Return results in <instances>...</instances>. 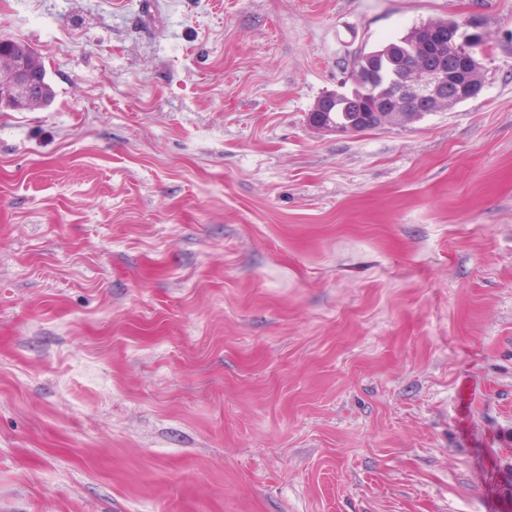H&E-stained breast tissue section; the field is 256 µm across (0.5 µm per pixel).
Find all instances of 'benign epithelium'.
<instances>
[{
    "mask_svg": "<svg viewBox=\"0 0 512 512\" xmlns=\"http://www.w3.org/2000/svg\"><path fill=\"white\" fill-rule=\"evenodd\" d=\"M451 38L436 36L437 27L423 25L416 40L430 47L434 63L422 74L408 76L407 70L391 79L377 94L378 102L371 113L360 112L341 121L338 109H347L351 99L345 93L328 92L321 96L308 113V123L325 135H352L371 127L385 125L390 120L403 121L422 112L475 99L483 88L482 63L475 52L483 32L475 19L447 24ZM47 75L40 57L27 45L11 57L9 65L0 68V96L19 99L29 110L49 106L42 87Z\"/></svg>",
    "mask_w": 512,
    "mask_h": 512,
    "instance_id": "1",
    "label": "benign epithelium"
}]
</instances>
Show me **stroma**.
Returning a JSON list of instances; mask_svg holds the SVG:
<instances>
[{"label": "stroma", "mask_w": 512, "mask_h": 512, "mask_svg": "<svg viewBox=\"0 0 512 512\" xmlns=\"http://www.w3.org/2000/svg\"><path fill=\"white\" fill-rule=\"evenodd\" d=\"M481 22L477 98L321 135ZM0 512H512V0H0ZM40 57L27 44L11 57L6 68H0V96L19 99L28 110L49 106L45 90L47 75ZM46 70V69H45ZM0 99V112L24 111L18 102Z\"/></svg>", "instance_id": "35a3bbf8"}]
</instances>
